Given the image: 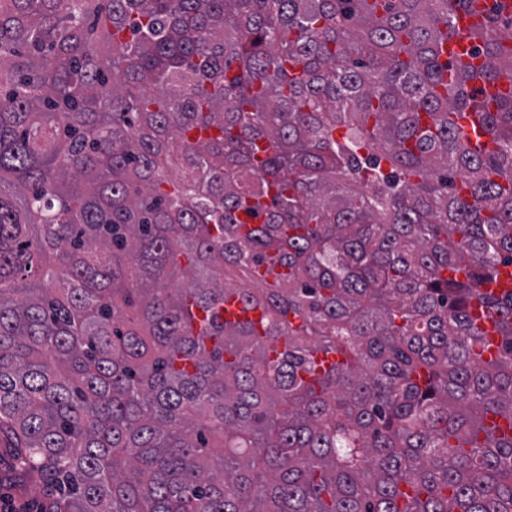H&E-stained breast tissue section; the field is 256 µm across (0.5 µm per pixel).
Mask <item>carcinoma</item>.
Instances as JSON below:
<instances>
[{
  "label": "carcinoma",
  "instance_id": "cac0c4a2",
  "mask_svg": "<svg viewBox=\"0 0 512 512\" xmlns=\"http://www.w3.org/2000/svg\"><path fill=\"white\" fill-rule=\"evenodd\" d=\"M469 3L0 0V445L49 512H512V292L494 359L469 314L512 46L493 4L445 80ZM492 1L476 0L469 8L457 12L455 17L456 35L447 43V54L444 57L452 61L454 67L480 69L485 60L471 53L470 44L466 37L470 31L480 28L485 23L487 8Z\"/></svg>",
  "mask_w": 512,
  "mask_h": 512
}]
</instances>
